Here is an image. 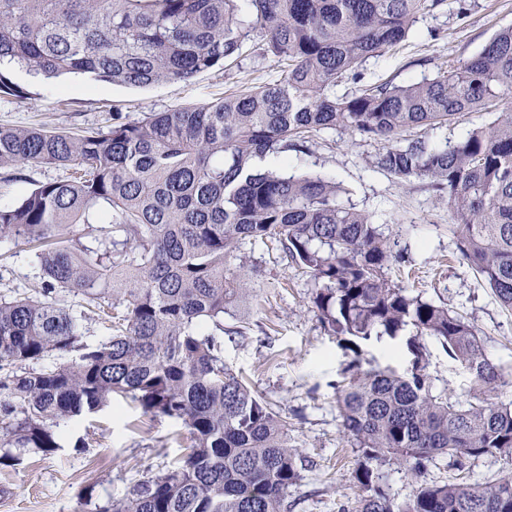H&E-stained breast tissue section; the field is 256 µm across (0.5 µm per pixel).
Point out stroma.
Returning a JSON list of instances; mask_svg holds the SVG:
<instances>
[{
	"label": "stroma",
	"instance_id": "35a3bbf8",
	"mask_svg": "<svg viewBox=\"0 0 512 512\" xmlns=\"http://www.w3.org/2000/svg\"><path fill=\"white\" fill-rule=\"evenodd\" d=\"M458 17L447 6L423 15L396 52L369 59L361 80L345 78L337 95L361 82L407 85L434 78L441 69L479 52L503 27L512 26V0H467ZM260 33H252L238 58L204 70L186 81L147 88L86 81L67 87L65 78L34 79L16 74L31 97L0 98V128L43 126L76 132L104 128L113 117L136 122L148 113L211 103L280 78L276 58L260 55ZM310 153L289 156V173H315L341 183L343 205L372 213L384 236L405 260L394 263L391 278L411 295L443 304L472 324L499 377L486 396L512 402V311L501 306L489 285L461 256L450 230L448 205L424 182H401L369 162L381 145L348 131L329 130L313 138ZM13 181L0 179V203H15L36 185L67 179L68 168L18 166ZM251 284L246 306L224 318V359L288 420V443L301 457L299 480L288 490L284 512H356L361 491L356 481L360 455L345 434L336 406V388L352 360L362 368L411 369L405 338H371L349 350L325 332L311 307L309 273L271 242L240 248ZM43 276L32 245L0 239V295L37 294ZM421 359L433 393L465 401L477 394L473 374L434 338L423 336ZM191 436L180 423L144 413L138 403L119 400L99 414L69 427L55 454L27 455L17 467H0V512H92L125 498L150 476L166 473L190 451ZM381 485L394 503L412 497L417 481L494 482L512 476V462L496 456L458 465L441 458L421 479L386 462Z\"/></svg>",
	"mask_w": 512,
	"mask_h": 512
}]
</instances>
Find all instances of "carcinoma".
Listing matches in <instances>:
<instances>
[{
    "label": "carcinoma",
    "mask_w": 512,
    "mask_h": 512,
    "mask_svg": "<svg viewBox=\"0 0 512 512\" xmlns=\"http://www.w3.org/2000/svg\"><path fill=\"white\" fill-rule=\"evenodd\" d=\"M444 0H0V96L32 77L83 75L147 87L187 80L239 56L251 33L283 64L280 80L216 103L152 112L137 123L78 133L0 129V169L70 166L74 180L43 183L0 205V239L39 244L44 298H0V465L54 454L64 429L129 397L192 435L177 468L140 483L101 512H282L299 477L288 422L224 362V315L245 297V240L276 241L315 282L322 327L346 344L395 339L408 328L406 374L352 360L336 388L343 428L361 453L360 512H512V479L418 484L395 505L379 465L413 473L446 456L512 459V408L477 395H435L421 366L429 336L480 386L498 372L469 322L412 296L387 276L398 259L375 216L347 208L317 174L288 175V152L345 129L383 143L374 167L422 180L448 202L458 249L512 310V27L428 81L336 85L398 49L419 17ZM466 112H493L444 146L436 130ZM85 226L83 238L67 229ZM63 291L113 311L95 345L49 295Z\"/></svg>",
    "instance_id": "carcinoma-1"
}]
</instances>
